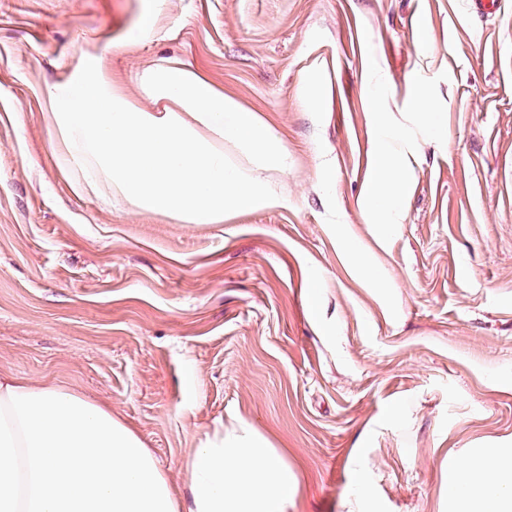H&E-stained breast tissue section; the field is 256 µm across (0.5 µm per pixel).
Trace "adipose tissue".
Listing matches in <instances>:
<instances>
[{
    "instance_id": "1",
    "label": "adipose tissue",
    "mask_w": 512,
    "mask_h": 512,
    "mask_svg": "<svg viewBox=\"0 0 512 512\" xmlns=\"http://www.w3.org/2000/svg\"><path fill=\"white\" fill-rule=\"evenodd\" d=\"M140 83L147 109L105 78L98 62L47 91L48 118L78 189L193 224L280 201L270 173L288 171V148L263 119L199 73L171 60ZM367 103L380 132L362 198L377 238L400 224L413 155L389 135L375 87ZM233 145L255 159L225 157ZM183 503L140 436L110 406L61 384L0 373V512H288L297 477L248 423L215 430L184 463ZM448 512H512V445L478 443L445 476Z\"/></svg>"
}]
</instances>
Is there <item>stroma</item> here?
<instances>
[{
	"label": "stroma",
	"mask_w": 512,
	"mask_h": 512,
	"mask_svg": "<svg viewBox=\"0 0 512 512\" xmlns=\"http://www.w3.org/2000/svg\"><path fill=\"white\" fill-rule=\"evenodd\" d=\"M91 58L147 109L140 74L176 59L258 112L292 160L280 204L187 224L80 191L45 90ZM372 84L414 156L381 243ZM0 371L110 405L184 499L191 449L243 419L297 475L289 512H347L363 461L370 512H448L449 462L512 441V0H0ZM414 111L420 125L426 131L434 135H442L444 133L445 125L432 100L426 96H417L414 100ZM342 250L349 267L372 288L383 287V282L368 255L349 238L342 239Z\"/></svg>",
	"instance_id": "stroma-1"
}]
</instances>
